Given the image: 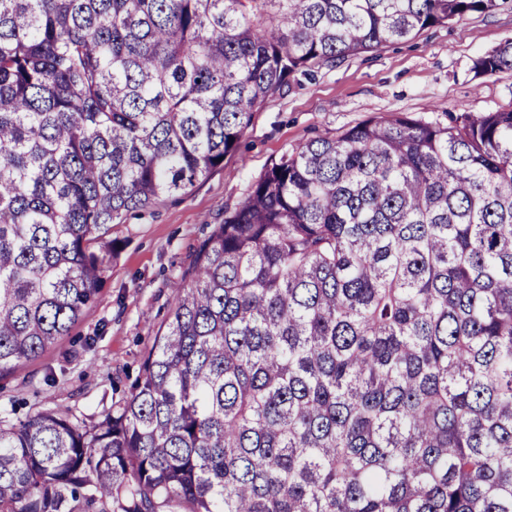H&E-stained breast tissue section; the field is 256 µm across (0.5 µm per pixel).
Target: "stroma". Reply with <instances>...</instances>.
I'll return each instance as SVG.
<instances>
[{"label": "stroma", "mask_w": 512, "mask_h": 512, "mask_svg": "<svg viewBox=\"0 0 512 512\" xmlns=\"http://www.w3.org/2000/svg\"><path fill=\"white\" fill-rule=\"evenodd\" d=\"M512 39V0L371 52L295 73L255 112L239 148L186 194L113 225L99 300L68 336L36 360L0 375V408L15 419L66 407L103 419L125 400L143 357L173 308L172 286L201 242L272 162L307 141L366 119L403 112L449 124L461 112L512 108V70L476 75L475 60ZM55 373L56 383L44 382Z\"/></svg>", "instance_id": "35a3bbf8"}]
</instances>
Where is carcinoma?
Segmentation results:
<instances>
[{
	"instance_id": "obj_1",
	"label": "carcinoma",
	"mask_w": 512,
	"mask_h": 512,
	"mask_svg": "<svg viewBox=\"0 0 512 512\" xmlns=\"http://www.w3.org/2000/svg\"><path fill=\"white\" fill-rule=\"evenodd\" d=\"M497 6L0 0V374L98 301L91 244L223 165L290 75ZM173 300L102 420L0 415V512H512V108L283 153Z\"/></svg>"
}]
</instances>
